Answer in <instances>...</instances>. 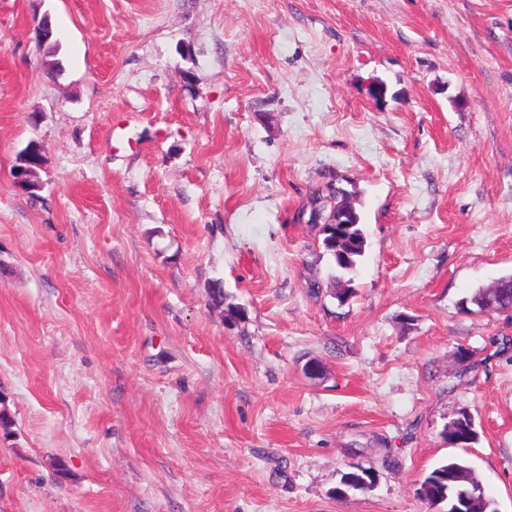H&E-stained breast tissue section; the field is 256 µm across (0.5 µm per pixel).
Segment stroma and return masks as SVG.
Segmentation results:
<instances>
[{
	"instance_id": "stroma-1",
	"label": "stroma",
	"mask_w": 512,
	"mask_h": 512,
	"mask_svg": "<svg viewBox=\"0 0 512 512\" xmlns=\"http://www.w3.org/2000/svg\"><path fill=\"white\" fill-rule=\"evenodd\" d=\"M511 274L512 0H0V512H431L451 457L512 512ZM350 211L346 210L339 217L336 224H323L320 227V232L323 235L321 242L322 252L317 254L318 259H322L327 256L335 266V270L339 273L334 278L338 280L344 279L346 276L354 273L360 258L364 256L366 236L363 229V223L361 222V216L356 211L354 224L349 223ZM336 226L338 228H336ZM336 229L340 230V233L346 239L345 245L342 246L348 255L342 258L338 253L328 247V241L332 236L336 235ZM468 304L475 305L481 311L489 307L508 311L512 308V275L502 278L497 288L478 290L462 301L463 308H468ZM472 417L466 412H462L455 418L447 427L444 434L445 440L448 444L455 445L459 443L460 446L471 445L476 443L479 438L478 431L472 427ZM456 446V445H455Z\"/></svg>"
}]
</instances>
